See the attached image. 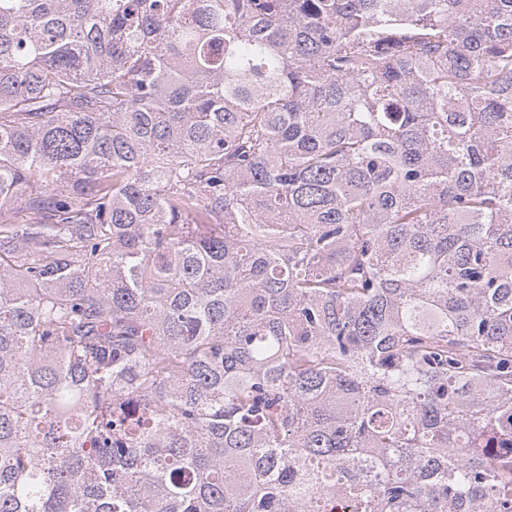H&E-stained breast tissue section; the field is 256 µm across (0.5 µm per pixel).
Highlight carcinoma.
<instances>
[{
  "label": "carcinoma",
  "instance_id": "obj_1",
  "mask_svg": "<svg viewBox=\"0 0 512 512\" xmlns=\"http://www.w3.org/2000/svg\"><path fill=\"white\" fill-rule=\"evenodd\" d=\"M0 512H512V0H0Z\"/></svg>",
  "mask_w": 512,
  "mask_h": 512
}]
</instances>
